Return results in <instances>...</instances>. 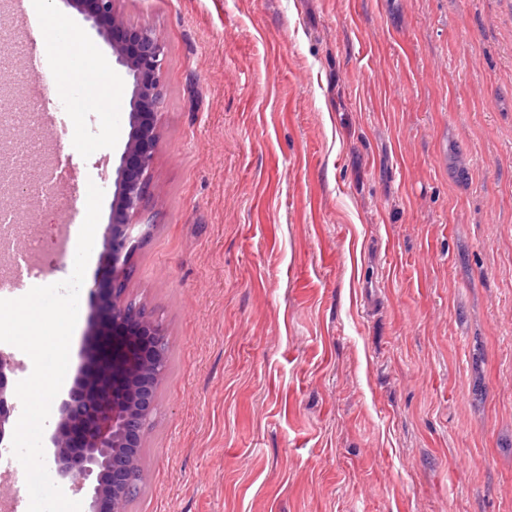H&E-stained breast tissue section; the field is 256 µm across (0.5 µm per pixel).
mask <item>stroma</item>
Here are the masks:
<instances>
[{"label":"stroma","instance_id":"1","mask_svg":"<svg viewBox=\"0 0 512 512\" xmlns=\"http://www.w3.org/2000/svg\"><path fill=\"white\" fill-rule=\"evenodd\" d=\"M164 54L121 302L170 368L128 512H512V0H115ZM92 43L84 84L132 81ZM45 237L104 192L65 380L92 341L111 102L62 113Z\"/></svg>","mask_w":512,"mask_h":512}]
</instances>
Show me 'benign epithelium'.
<instances>
[{
	"instance_id": "1",
	"label": "benign epithelium",
	"mask_w": 512,
	"mask_h": 512,
	"mask_svg": "<svg viewBox=\"0 0 512 512\" xmlns=\"http://www.w3.org/2000/svg\"><path fill=\"white\" fill-rule=\"evenodd\" d=\"M91 27L111 46L116 63L132 78L129 101L130 140L116 166L112 220L107 225L105 264L112 287L91 289L100 313L95 345L83 358L72 385L58 405L59 418L50 436L47 459L60 483L90 499L91 512L108 502L107 512H122L121 497L134 483L116 460L118 449L141 447L145 422L153 415L156 343L164 335L150 317L125 309L116 300L121 278L138 249L135 234L148 190L156 147V118L163 68V47L146 27H130L118 17L114 0H70ZM16 363L0 353V446L12 440V417L18 397Z\"/></svg>"
}]
</instances>
